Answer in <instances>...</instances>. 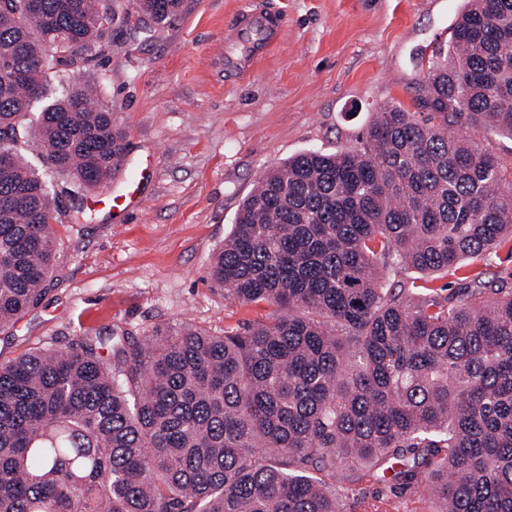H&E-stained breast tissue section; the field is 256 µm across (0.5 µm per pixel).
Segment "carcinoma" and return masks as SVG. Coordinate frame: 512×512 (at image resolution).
Returning a JSON list of instances; mask_svg holds the SVG:
<instances>
[{
    "label": "carcinoma",
    "mask_w": 512,
    "mask_h": 512,
    "mask_svg": "<svg viewBox=\"0 0 512 512\" xmlns=\"http://www.w3.org/2000/svg\"><path fill=\"white\" fill-rule=\"evenodd\" d=\"M0 0V333L55 266L126 150L91 86L128 33L112 0ZM181 0H137L156 25ZM423 118L376 112L359 145L306 151L243 201L208 274L278 314L214 335L86 333L0 362V512H343L336 475L429 512H512V283L463 271L512 240V164L448 127L512 139V0H466L422 84ZM48 104L36 120L34 103ZM36 140L43 173L21 153ZM462 273L450 296L399 278Z\"/></svg>",
    "instance_id": "obj_1"
}]
</instances>
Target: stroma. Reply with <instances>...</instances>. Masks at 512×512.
<instances>
[{"label":"stroma","mask_w":512,"mask_h":512,"mask_svg":"<svg viewBox=\"0 0 512 512\" xmlns=\"http://www.w3.org/2000/svg\"><path fill=\"white\" fill-rule=\"evenodd\" d=\"M240 0H182L166 24L120 37L88 71L46 73L55 91L96 84L144 171L133 211L93 190L84 224L54 226L59 268L40 305L0 335V362L86 331L143 335L181 323L223 334L271 317L241 304L207 270L256 182L289 157L357 146L379 106L426 116L421 83L464 0H277L288 23L254 75L228 81L213 54Z\"/></svg>","instance_id":"1"}]
</instances>
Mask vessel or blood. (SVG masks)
I'll return each mask as SVG.
<instances>
[{
    "mask_svg": "<svg viewBox=\"0 0 512 512\" xmlns=\"http://www.w3.org/2000/svg\"><path fill=\"white\" fill-rule=\"evenodd\" d=\"M285 23L282 8L266 0H241L231 34L214 57L226 72L247 76L279 43Z\"/></svg>",
    "mask_w": 512,
    "mask_h": 512,
    "instance_id": "obj_1",
    "label": "vessel or blood"
}]
</instances>
